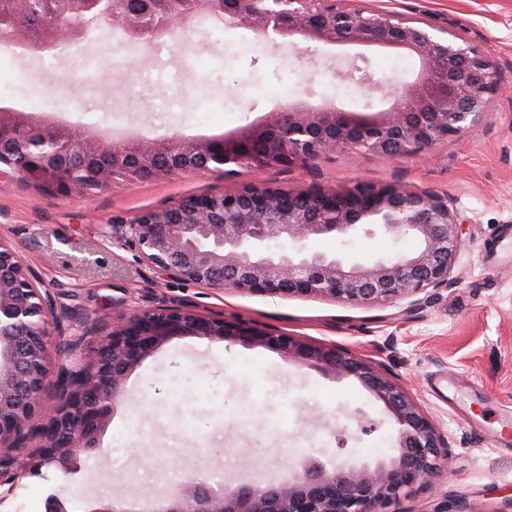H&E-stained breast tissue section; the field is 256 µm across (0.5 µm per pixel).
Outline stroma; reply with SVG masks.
I'll return each mask as SVG.
<instances>
[{
	"label": "stroma",
	"instance_id": "1",
	"mask_svg": "<svg viewBox=\"0 0 512 512\" xmlns=\"http://www.w3.org/2000/svg\"><path fill=\"white\" fill-rule=\"evenodd\" d=\"M453 35L484 51L498 90L482 126L437 146L429 158L387 160L340 153L307 168H237L169 179L117 182L86 199L40 192L16 182L0 188V238L16 250L57 300L62 336L49 346L46 393L31 418L45 422L61 396L63 352L80 335L86 353L103 344L84 334L94 316L137 308L189 309L243 321L313 345H336L376 365L404 387L447 435L452 467L393 504L392 512H512V0H350ZM343 48L290 47L252 29H215L205 21L155 47L89 41L50 61L0 45V90L21 117L104 131L114 139L192 140L250 125L284 104L304 101L342 110L382 111L394 85L386 78L404 61V82L418 57L372 52L368 69L379 88L347 91ZM365 181L397 183L447 198L462 231L454 282L416 306L396 301L355 306L314 297L217 290L169 278L142 264L137 249L112 230L136 214L189 196L231 193L247 185L331 190ZM415 239L362 232L320 237L305 249L358 259L413 251ZM398 426L384 404L351 376L293 363L260 343L175 336L127 377L125 394L94 450L81 457L69 485L70 512L99 501L140 502L194 476L225 482L287 478V464L314 452L332 462L372 463L395 448ZM250 455H243V448ZM180 465L163 470L170 456ZM53 470L15 479L0 468V512H47L57 492Z\"/></svg>",
	"mask_w": 512,
	"mask_h": 512
}]
</instances>
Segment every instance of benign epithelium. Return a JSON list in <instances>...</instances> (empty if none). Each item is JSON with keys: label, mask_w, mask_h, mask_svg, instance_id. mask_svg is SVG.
<instances>
[{"label": "benign epithelium", "mask_w": 512, "mask_h": 512, "mask_svg": "<svg viewBox=\"0 0 512 512\" xmlns=\"http://www.w3.org/2000/svg\"><path fill=\"white\" fill-rule=\"evenodd\" d=\"M60 40L5 32L0 41L37 56L45 48L79 44L83 18L105 19L137 42L153 43L186 30L194 16L217 8L228 26H245L262 37L295 45L377 46L415 55L416 81L393 94L378 113L346 112L333 106L289 104L254 124L220 138L186 140L172 136L163 149L174 161L155 162L156 142H109L79 128L61 131L33 120L14 119L0 107V182L18 178L63 196H87L112 188L120 175L130 181L160 180L183 172H222L236 167L268 170L308 167L336 153L383 159L422 158L436 145L477 130L497 92L491 60L481 51L433 35L385 12L363 11L338 0H196L191 12L174 0H52ZM376 226L392 236H411L413 253L372 264L304 254V241L352 235ZM270 240L294 252L257 253ZM119 241L137 248L139 258L168 276L208 288L280 296L321 297L355 305L418 303L417 296L448 287L463 246L448 201L409 186L377 188L356 183L341 190L294 192L249 185L232 194L206 193L181 199L134 217ZM56 300L41 292L15 250L0 241V464L25 478L52 469L65 479L107 425L129 373L174 336H203L249 344L258 342L289 360L337 376H354L394 415L398 442L374 464H333L306 455L291 465L286 480L245 482L217 491L201 478L171 486L155 500L153 512H386L448 466V439L394 380L336 346H317L275 333H258L245 323L191 311L138 309L112 323L106 342L87 361L79 342L70 344L72 371L91 372L62 392L61 401L39 428L42 453L31 464L13 451L47 384V347L56 336Z\"/></svg>", "instance_id": "1"}]
</instances>
